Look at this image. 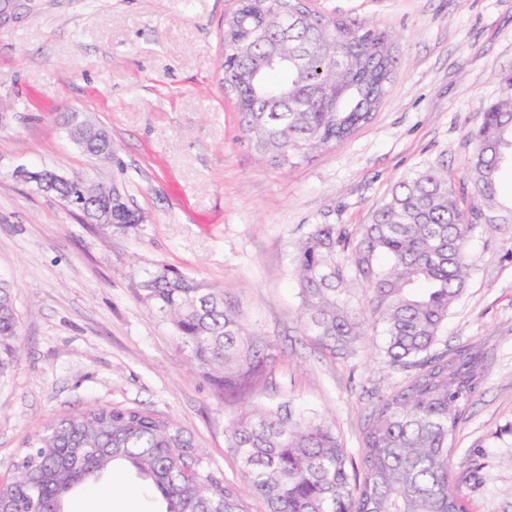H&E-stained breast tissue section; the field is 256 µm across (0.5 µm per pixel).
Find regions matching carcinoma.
I'll return each instance as SVG.
<instances>
[{"label":"carcinoma","mask_w":512,"mask_h":512,"mask_svg":"<svg viewBox=\"0 0 512 512\" xmlns=\"http://www.w3.org/2000/svg\"><path fill=\"white\" fill-rule=\"evenodd\" d=\"M223 84L241 130L269 164L286 168L350 137L367 123L396 67L383 29L331 20L301 0H237L224 21ZM483 112L466 182H448L437 159L399 180L352 231L312 224L297 245L294 274L304 332L331 359L354 356L372 330L388 365L405 372L380 394L363 433L359 466L336 428L304 413L291 418L254 406L226 431L244 486L213 471L176 419L128 406H91L60 416L26 441L12 478L0 483V512H70L81 488L132 471L162 512H248L243 488L266 512H467L451 481L454 438L483 379L480 356L438 349L453 304L471 272L468 247L479 233L512 224V199L498 189L512 156V72ZM42 192L68 204L76 187L92 214L135 223L128 202L79 180ZM348 255V264L336 255ZM142 301L161 314L192 365L224 395L261 378L266 358L224 287L159 267L141 283ZM363 292L360 308L351 304ZM19 319L0 282V375L19 360Z\"/></svg>","instance_id":"obj_1"}]
</instances>
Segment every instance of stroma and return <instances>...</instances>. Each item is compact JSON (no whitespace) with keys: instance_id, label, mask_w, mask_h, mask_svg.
I'll use <instances>...</instances> for the list:
<instances>
[{"instance_id":"1","label":"stroma","mask_w":512,"mask_h":512,"mask_svg":"<svg viewBox=\"0 0 512 512\" xmlns=\"http://www.w3.org/2000/svg\"><path fill=\"white\" fill-rule=\"evenodd\" d=\"M236 0H38L0 30V279L14 286L22 355L0 375V481L51 419L91 405L173 416L211 468L240 481L225 432L248 407L333 421L351 457L376 394L401 374L365 346L325 358L305 335L295 246L310 225L368 223L393 184L438 157L462 183L496 76L512 69V0H312L329 18L392 32L398 59L373 119L280 169L243 137L222 84L220 25ZM103 125L112 160L88 155L63 118ZM116 185L141 221L104 233L18 169ZM472 272L441 346L484 363L455 436L452 480L468 512H512V265L498 235L469 247ZM161 265L223 286L266 375L235 400L191 369L170 326L140 298ZM117 472V512H158Z\"/></svg>"}]
</instances>
